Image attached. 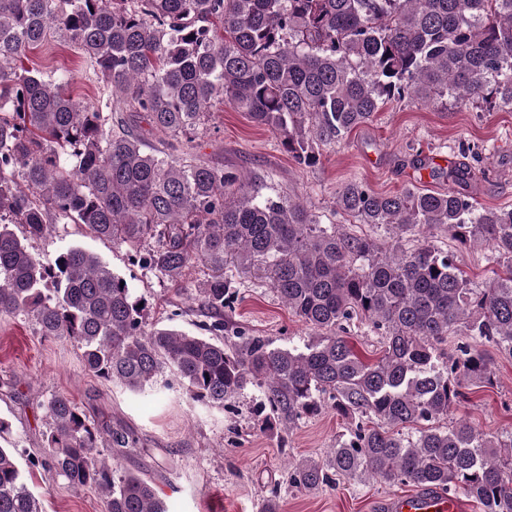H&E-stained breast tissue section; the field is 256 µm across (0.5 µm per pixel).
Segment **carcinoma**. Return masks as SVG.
<instances>
[{"mask_svg": "<svg viewBox=\"0 0 512 512\" xmlns=\"http://www.w3.org/2000/svg\"><path fill=\"white\" fill-rule=\"evenodd\" d=\"M54 33L99 79L96 106L23 66ZM406 98L512 109V0H0V317L26 315L39 335L73 340L86 370L134 392L170 372L190 400L210 406L257 388L270 427L291 429L326 393L338 412L377 420L356 424L327 461L295 465L289 482L299 490L321 488L334 471L512 512V441L493 448L467 423L436 425L462 388L492 381L479 351L463 343L443 358L439 345L467 336L512 357V207H481L453 189L380 194L343 183L336 208L393 229L381 244L336 232L300 200L174 157L173 140L220 101L312 168L322 147ZM120 112L144 114L166 148L148 147ZM55 224L127 246L173 287L192 264L204 266L194 301L212 337L145 329L141 300L82 247L36 256L29 241ZM424 227L486 244L485 287H473L446 248H404ZM252 278L318 332L305 350L229 334L231 289ZM355 318L384 336L373 364L336 333ZM43 407L31 467L95 488L105 512H168L151 482L114 466L137 451L134 428L99 425L65 395ZM419 422L430 426L416 438L400 433ZM0 512H44L4 418Z\"/></svg>", "mask_w": 512, "mask_h": 512, "instance_id": "1", "label": "carcinoma"}]
</instances>
